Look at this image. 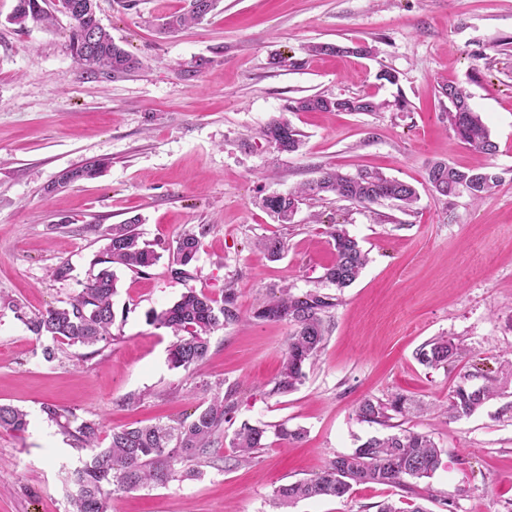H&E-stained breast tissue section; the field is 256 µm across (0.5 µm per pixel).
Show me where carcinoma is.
Instances as JSON below:
<instances>
[{"label": "carcinoma", "mask_w": 512, "mask_h": 512, "mask_svg": "<svg viewBox=\"0 0 512 512\" xmlns=\"http://www.w3.org/2000/svg\"><path fill=\"white\" fill-rule=\"evenodd\" d=\"M69 2L72 4L69 50L84 72L117 80L140 68L141 61L117 44L101 25L95 0ZM216 7L217 0H189L187 9L159 17L158 27L167 34L179 33L204 20ZM30 20H53V15L45 10V0H16L10 23L23 27ZM441 94L448 99V112L444 116L455 135L478 153H493L496 145L481 117L471 108L467 90L459 84L446 83L441 86ZM384 106L386 103L370 95L344 98L313 95L290 100L286 111L374 112ZM261 135L280 152H294L301 142V132L282 115L270 119L261 129ZM102 168L103 163L92 162L67 169L47 185L46 191L93 179ZM466 174L479 178L478 184L469 189L477 201L489 195L501 181L497 172L486 166L460 170L443 160L429 164L427 181L436 193L448 197L463 187L462 179ZM329 196L364 208L392 200L404 211L411 210L419 199L414 186L379 171L362 170L350 175L327 168L321 170L316 179L288 192L286 197L276 194L264 197L262 207L279 223L289 224L294 216V204ZM206 232V226L202 225L198 231H188L176 240L171 268L176 277L187 276L186 267L195 259ZM330 237L336 258L325 268L323 279L341 290L358 279L368 257L359 242L338 226L332 227ZM105 240L102 256L97 259L102 268L65 306L32 316L15 307L18 318L36 340L47 342L42 355L48 362L56 359L59 344L92 346L112 341V298L117 291L115 269L140 270L151 267L157 260L155 251L141 239L136 219L112 225L107 229ZM257 246L273 261L280 259L287 250L286 241L276 235L260 239ZM334 306L333 297L326 294L309 292L295 296L290 289L282 287L278 295L257 311L259 318L285 321L291 327L281 370L270 394H286L301 384L306 377V365L313 363L324 346V316ZM240 319L233 292L227 291L217 300L191 288L170 307L153 312L150 321L176 336L169 349L172 367L190 371L207 357L210 335L219 326L237 323ZM462 357V349L444 336L430 340L416 353L417 360L428 368L448 369L456 366ZM236 394L232 387L223 393H213L206 386L194 413L173 424H136L113 430L107 435L109 443L104 448L100 447V423L84 420L74 427V413L52 404L44 405L43 412L62 433L71 437L78 447L91 451L90 462L70 476L74 487L71 512H108L112 490L164 485L175 477V465L209 455L222 437L224 423L235 413ZM501 395V388L490 377H485L484 383L477 386L469 383V377L465 376L450 395L446 412L453 419L466 417ZM423 410L422 402L397 392L385 403L371 399L362 401L357 414L364 421L388 426L398 416L419 414ZM27 425V414L23 410L0 404V428L22 432ZM266 433L263 425L241 424L232 439L238 460L248 462L258 450L266 447ZM440 457L441 450L425 432L405 430L383 437L372 436L352 453L330 461L315 477L279 486L274 492L275 504L287 508L305 499L341 498L353 486L361 484L405 487L409 479L431 477L440 465Z\"/></svg>", "instance_id": "cac0c4a2"}]
</instances>
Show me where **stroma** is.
<instances>
[{
    "instance_id": "obj_1",
    "label": "stroma",
    "mask_w": 512,
    "mask_h": 512,
    "mask_svg": "<svg viewBox=\"0 0 512 512\" xmlns=\"http://www.w3.org/2000/svg\"><path fill=\"white\" fill-rule=\"evenodd\" d=\"M116 43L144 66L112 80L86 74L68 48L69 21L8 23L15 0H0V404L24 410L23 433L0 428V512H69L68 475L82 456L42 411L53 404L104 431L192 413L202 384L237 390V410L194 477L113 492L108 512H378L383 501L425 512H512V412L505 398L473 415L442 407L467 373L500 376L512 364V0H219L201 23L170 36L156 19L185 0H96ZM364 44L359 56L310 55L309 45ZM398 74L397 84L378 78ZM464 86L497 149L479 155L442 120L440 87ZM376 95L375 112H287L310 95ZM404 99L398 109L395 99ZM286 115L302 133L280 152L260 135ZM481 163L502 182L483 201L450 197L426 181L430 162ZM101 161L99 177L54 192L75 166ZM334 167L369 168L412 184L411 211L383 201L309 200L292 223L260 207ZM139 218L158 255L137 273L118 269L111 344H42L14 311L60 307L88 282L105 230ZM368 253L359 278L339 290L323 281L334 260L329 225ZM207 226L188 275L171 273L184 232ZM279 235L277 261L255 247ZM69 263L68 280L53 272ZM334 297L325 347L296 390L270 395L288 341L284 322L257 318L279 287ZM222 298L233 290L241 322L216 329L194 371L172 368L169 329L150 323L188 289ZM445 336L466 351L452 370L421 365L416 351ZM402 392L431 403L401 419L441 448L421 480L431 497L398 487L354 486L344 498L302 500L279 510L274 492L315 476L368 437L361 401ZM138 402H128V395ZM267 425V446L248 464L230 441L242 423ZM302 429L295 443L278 426Z\"/></svg>"
}]
</instances>
